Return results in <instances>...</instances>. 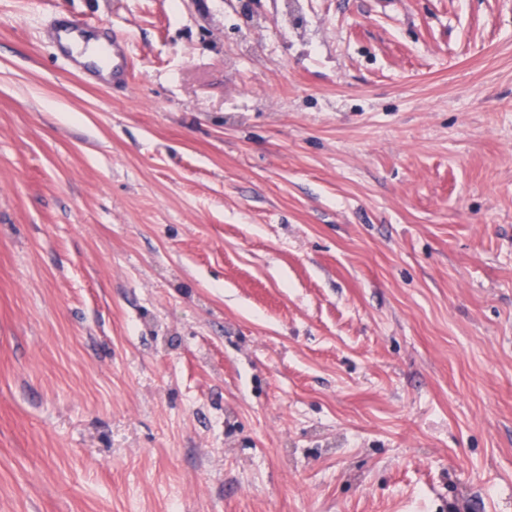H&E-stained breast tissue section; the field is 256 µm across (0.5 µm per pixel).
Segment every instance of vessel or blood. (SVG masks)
Returning <instances> with one entry per match:
<instances>
[{"label": "vessel or blood", "instance_id": "b4317fda", "mask_svg": "<svg viewBox=\"0 0 512 512\" xmlns=\"http://www.w3.org/2000/svg\"><path fill=\"white\" fill-rule=\"evenodd\" d=\"M104 25H93L73 17L60 16L54 21L50 38L57 50L73 69L86 73L95 81L116 89L124 86L132 71L131 47L118 37H110L106 44L107 55L103 62L85 61L87 47L92 37L105 33Z\"/></svg>", "mask_w": 512, "mask_h": 512}]
</instances>
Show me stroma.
I'll use <instances>...</instances> for the list:
<instances>
[{
  "instance_id": "1",
  "label": "stroma",
  "mask_w": 512,
  "mask_h": 512,
  "mask_svg": "<svg viewBox=\"0 0 512 512\" xmlns=\"http://www.w3.org/2000/svg\"><path fill=\"white\" fill-rule=\"evenodd\" d=\"M247 2L0 0V512H512V0ZM104 33L106 27L103 24L93 25L74 17L59 16L51 27L50 38L73 69L83 71L95 81L116 89L123 87L131 76V47L127 41L112 34L105 44V61L98 64L81 60L91 38Z\"/></svg>"
}]
</instances>
